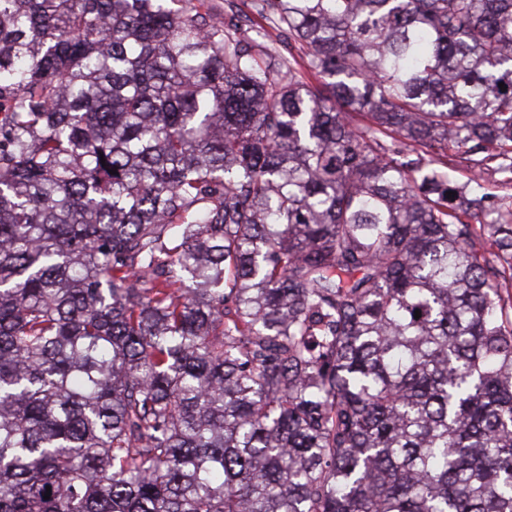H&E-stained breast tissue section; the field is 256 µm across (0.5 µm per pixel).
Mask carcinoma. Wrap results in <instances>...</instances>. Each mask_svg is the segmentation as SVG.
<instances>
[{
	"label": "carcinoma",
	"mask_w": 512,
	"mask_h": 512,
	"mask_svg": "<svg viewBox=\"0 0 512 512\" xmlns=\"http://www.w3.org/2000/svg\"><path fill=\"white\" fill-rule=\"evenodd\" d=\"M168 2L0 0V512H512V0ZM213 13L221 20L235 15H248L256 23H260L272 34V39L276 40L277 31L273 30L266 22L261 21L254 15L248 7L250 0H208ZM244 17V16H243ZM506 175L502 173L496 172H488L484 175L487 192L492 196L490 199V207L500 210L502 213L511 207L512 199L507 198V194L512 195V187L505 188L501 185L502 181L505 179Z\"/></svg>",
	"instance_id": "carcinoma-1"
}]
</instances>
